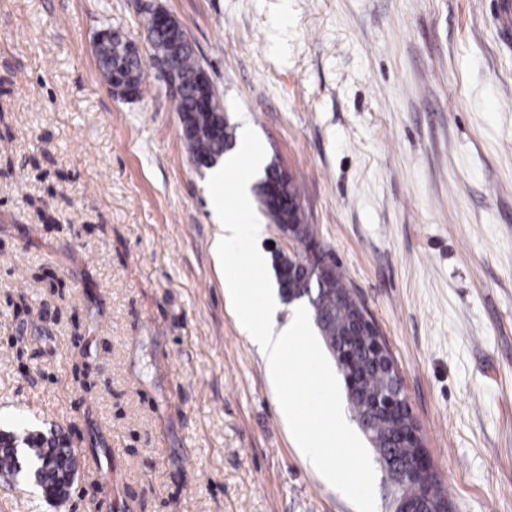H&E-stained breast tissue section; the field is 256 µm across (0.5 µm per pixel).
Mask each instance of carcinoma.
Listing matches in <instances>:
<instances>
[{
    "mask_svg": "<svg viewBox=\"0 0 512 512\" xmlns=\"http://www.w3.org/2000/svg\"><path fill=\"white\" fill-rule=\"evenodd\" d=\"M149 43L152 60L166 59L172 55V36L168 28L161 26L149 31ZM128 45L129 42L117 32H112L109 57L99 61V70L107 86L115 89L125 87L138 97L144 63L141 57L128 51ZM176 62L184 81L182 92L173 97L175 110L195 114L197 124L196 132L182 136L184 147L192 161L210 156L215 164L233 148L234 126L225 122L224 147H219V141L208 133L207 125L209 116L223 112V107L215 96L211 97L208 110L197 106L195 76L200 68L190 43H185L181 48ZM255 198L269 221L280 231H289L301 240L311 237L305 219L297 215L288 218V211L270 194L263 179L255 186ZM281 263L282 268H273L274 275L285 276L287 292L296 294L299 300L304 299L309 288L306 277L288 272V257H282ZM330 263L332 275L328 277L329 286L313 290V297L308 299V303L318 335L343 377L353 375L358 378V390L354 396L347 398V402L357 423L366 426L362 434L377 461L388 471L398 497L407 500L426 497L435 506L445 507L449 505L448 493L441 487L435 474L428 469L422 470L415 479L405 474L406 467L418 458L421 448L418 441L413 447L406 448L404 440L408 433L419 429V425L409 412L387 407L390 396L399 390V381L377 364L373 337L365 336L359 343L351 344L350 338L355 332L354 305L359 299L346 285L337 262L332 259ZM23 442L30 450L29 469L39 476L40 489L55 493L63 485L68 468L64 455L68 450L58 446V440L47 439L40 434H28L23 437Z\"/></svg>",
    "mask_w": 512,
    "mask_h": 512,
    "instance_id": "carcinoma-1",
    "label": "carcinoma"
}]
</instances>
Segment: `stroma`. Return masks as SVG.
Here are the masks:
<instances>
[{
    "label": "stroma",
    "instance_id": "obj_1",
    "mask_svg": "<svg viewBox=\"0 0 512 512\" xmlns=\"http://www.w3.org/2000/svg\"><path fill=\"white\" fill-rule=\"evenodd\" d=\"M185 28L235 127L300 186L385 336L452 512H512V40L500 0H0V432L54 433L69 496L0 512H355L312 466L212 251L209 171L112 27ZM107 29L112 32V47L109 57L99 60L100 73L107 86L131 89L135 94L134 98H137L141 93L144 72L142 57L132 55L128 51L129 42L123 41L112 28Z\"/></svg>",
    "mask_w": 512,
    "mask_h": 512
}]
</instances>
